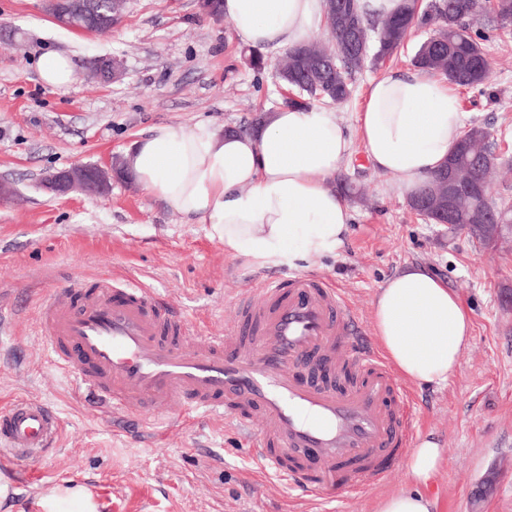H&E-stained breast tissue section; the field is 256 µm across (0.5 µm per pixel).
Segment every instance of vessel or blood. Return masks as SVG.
<instances>
[{
    "label": "vessel or blood",
    "mask_w": 512,
    "mask_h": 512,
    "mask_svg": "<svg viewBox=\"0 0 512 512\" xmlns=\"http://www.w3.org/2000/svg\"><path fill=\"white\" fill-rule=\"evenodd\" d=\"M39 331L78 396L108 414L152 413L174 425L206 413L234 422L247 447L285 481L316 493L383 484L408 456L409 392L372 344L339 288L296 274L244 289L237 323L196 335L149 289L111 278L54 290L39 301ZM354 381L308 384V357ZM59 433L44 404L0 410V461L36 467Z\"/></svg>",
    "instance_id": "vessel-or-blood-1"
}]
</instances>
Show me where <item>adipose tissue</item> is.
Masks as SVG:
<instances>
[{
	"label": "adipose tissue",
	"mask_w": 512,
	"mask_h": 512,
	"mask_svg": "<svg viewBox=\"0 0 512 512\" xmlns=\"http://www.w3.org/2000/svg\"><path fill=\"white\" fill-rule=\"evenodd\" d=\"M323 0H221L237 39L266 53L304 42L324 15ZM457 98L422 73H388L370 89L358 130L375 171L413 194L455 148L465 129ZM346 127L321 107L270 112L245 133L212 122L154 125L129 152L135 182L208 235L232 258L264 268L338 257L351 206L330 186L350 151ZM373 331L404 380L444 384L466 347L472 318L429 270L388 279L372 301ZM430 439L413 449L407 471L418 489L386 497L379 512H431L422 493L442 465Z\"/></svg>",
	"instance_id": "1"
}]
</instances>
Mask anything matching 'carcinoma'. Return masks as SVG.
Instances as JSON below:
<instances>
[{
	"instance_id": "cac0c4a2",
	"label": "carcinoma",
	"mask_w": 512,
	"mask_h": 512,
	"mask_svg": "<svg viewBox=\"0 0 512 512\" xmlns=\"http://www.w3.org/2000/svg\"><path fill=\"white\" fill-rule=\"evenodd\" d=\"M349 2L352 11L345 22L334 17L331 4H326L325 27L334 49L307 40L285 54L279 78L297 92L291 104L345 103L357 74L367 66L378 70L394 61L411 35L421 29H430L437 37L419 44L412 57L414 66L427 75L481 92L487 81L484 43L491 36L474 23L486 14L496 23V30L512 34V0H402L397 11L385 17L367 13L359 0ZM448 162L461 180L482 189L479 195L458 200L456 223L512 221L511 207L488 199L487 178L497 157L484 128L474 125L464 130ZM440 197L441 185L435 174L410 197L409 206L420 215H435L438 209L428 211L426 205Z\"/></svg>"
}]
</instances>
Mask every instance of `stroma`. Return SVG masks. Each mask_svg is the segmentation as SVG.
<instances>
[{"label": "stroma", "instance_id": "1", "mask_svg": "<svg viewBox=\"0 0 512 512\" xmlns=\"http://www.w3.org/2000/svg\"><path fill=\"white\" fill-rule=\"evenodd\" d=\"M483 92L455 88L467 119L492 135L498 173L492 199L512 205V38L484 45ZM65 53L80 73L69 91L46 87L39 56ZM228 19L202 13L199 0H128L117 26L86 34L59 27L42 0H0V409L45 403L59 417L56 450L33 471L0 468V512H47L53 489H86L97 512H378L388 494L414 483L399 464L385 484L358 496L289 492L249 454L231 422L207 416L170 428L151 417L91 410L50 361L38 333L40 297L81 280L133 278L202 336L232 327L246 285L273 275L225 256L203 225L190 224L132 178L109 192L52 197L44 175L74 164L126 157L157 124L201 120L241 130L256 108L283 107L280 52L254 70ZM96 56L122 59L121 80L84 77ZM373 72L358 75L334 113L351 136L338 177L364 190L339 258H312L303 272L340 288L362 318L389 278L419 264L440 277L472 316L471 339L448 384L409 385L416 438L444 448L423 492L433 512H512V239L490 245L446 231L410 210L395 179L373 172L358 134Z\"/></svg>", "mask_w": 512, "mask_h": 512}]
</instances>
